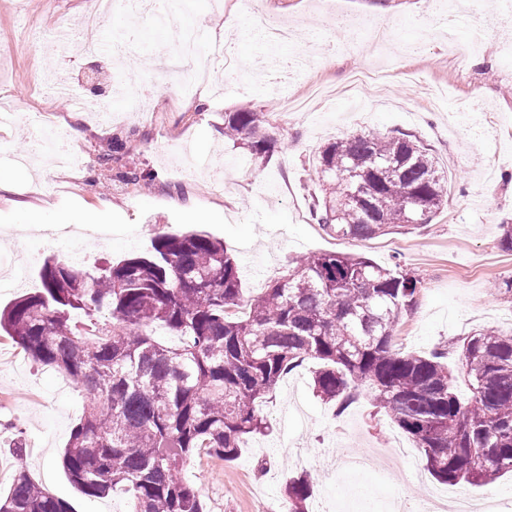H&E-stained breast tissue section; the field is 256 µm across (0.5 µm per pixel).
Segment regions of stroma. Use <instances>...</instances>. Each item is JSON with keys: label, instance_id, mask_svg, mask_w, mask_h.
Instances as JSON below:
<instances>
[{"label": "stroma", "instance_id": "35a3bbf8", "mask_svg": "<svg viewBox=\"0 0 512 512\" xmlns=\"http://www.w3.org/2000/svg\"><path fill=\"white\" fill-rule=\"evenodd\" d=\"M87 7V0H0V102L13 111L0 124V175L14 181L0 191V265L27 267L30 277L0 288L1 305L31 292V280L57 252L16 235L25 219L14 204L31 201L62 218L95 212L90 265L142 253L161 230L207 231L239 260L248 296L284 274L289 261L314 252L401 264L422 282L417 308L396 328L407 352L425 354L476 329L512 330V303L493 289L512 278V252L499 243L501 225L512 224V52L498 48L512 22L507 0H197L205 43L222 37L240 62L215 75L206 110L177 92L168 68L174 35L161 49L140 40L124 42L117 55H65L62 38L102 42L140 22L127 12L107 27L65 30L64 22H76ZM265 14L291 23L285 53L310 56L306 67L280 79L277 93L260 43L243 37ZM63 71L73 82L61 96L51 78ZM127 88L143 92L151 117L131 111L120 95ZM91 96L111 104L110 123L70 104ZM243 109L265 113L277 141L265 162L224 136L225 113ZM42 110L84 130L73 144L78 167L17 163L30 149L21 118ZM368 130L417 136L444 172L448 197L424 227L339 239L310 217L309 200L320 192L312 160L327 142ZM112 151V178L99 180L100 159ZM131 169L156 179L135 190L122 179ZM18 350L0 339V492L23 468L72 512H127L125 492L93 498L69 481L59 455L83 415L82 392L60 389L53 368L28 359L14 367ZM314 370L304 361L262 404L269 435L250 438L236 460L204 455L187 467L185 480L207 512H285L286 481L301 472L313 479L310 512H356L359 486L369 492V512H399L440 488L481 500L483 487L436 481L368 393L341 413L325 404L313 391ZM396 443L407 456L385 459ZM327 451L383 463L345 483L338 467L325 465Z\"/></svg>", "mask_w": 512, "mask_h": 512}]
</instances>
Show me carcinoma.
Returning <instances> with one entry per match:
<instances>
[{"instance_id":"1","label":"carcinoma","mask_w":512,"mask_h":512,"mask_svg":"<svg viewBox=\"0 0 512 512\" xmlns=\"http://www.w3.org/2000/svg\"><path fill=\"white\" fill-rule=\"evenodd\" d=\"M224 134L256 160L274 147L265 113H224ZM322 196L313 219L327 233L365 240L423 226L444 204L447 180L413 135L374 131L338 139L316 157ZM365 188L354 198L355 187ZM40 287L0 309V335L69 377L86 407L61 456L85 495L121 489L130 512H206L183 472L197 450L235 458L269 432L257 403L305 360L313 389L343 409L368 390L419 448L437 480L490 486L512 472V334L474 330L460 340L467 399L455 390L448 351L404 352L400 318L421 281L399 265L350 253L302 257L247 298L224 244L203 232L160 231L151 250L91 269L45 259ZM165 328L179 343L155 338ZM288 512H308L312 483L288 477ZM0 512H71L19 470Z\"/></svg>"}]
</instances>
